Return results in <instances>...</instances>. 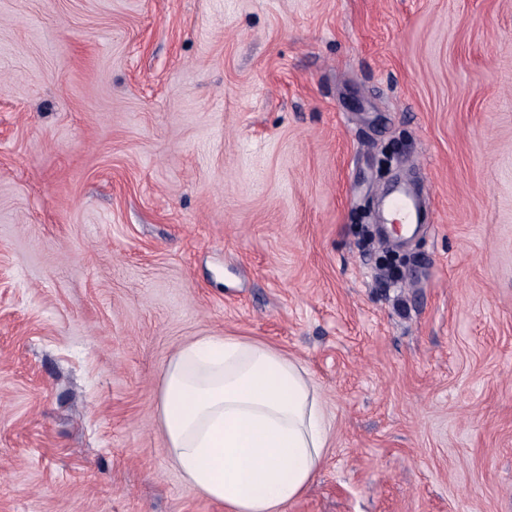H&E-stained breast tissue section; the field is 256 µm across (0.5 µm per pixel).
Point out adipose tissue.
Segmentation results:
<instances>
[{"label":"adipose tissue","mask_w":512,"mask_h":512,"mask_svg":"<svg viewBox=\"0 0 512 512\" xmlns=\"http://www.w3.org/2000/svg\"><path fill=\"white\" fill-rule=\"evenodd\" d=\"M160 415L172 464L224 512H285L314 480L329 442L307 371L239 336L183 346L166 365Z\"/></svg>","instance_id":"adipose-tissue-1"}]
</instances>
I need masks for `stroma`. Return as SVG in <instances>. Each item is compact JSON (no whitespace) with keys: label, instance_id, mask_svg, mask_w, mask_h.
<instances>
[{"label":"stroma","instance_id":"1","mask_svg":"<svg viewBox=\"0 0 512 512\" xmlns=\"http://www.w3.org/2000/svg\"><path fill=\"white\" fill-rule=\"evenodd\" d=\"M224 334L326 406L286 512H512V0H0V512H224L158 409ZM389 207L400 215L406 224L417 222V202L404 191H398L391 197Z\"/></svg>","mask_w":512,"mask_h":512}]
</instances>
